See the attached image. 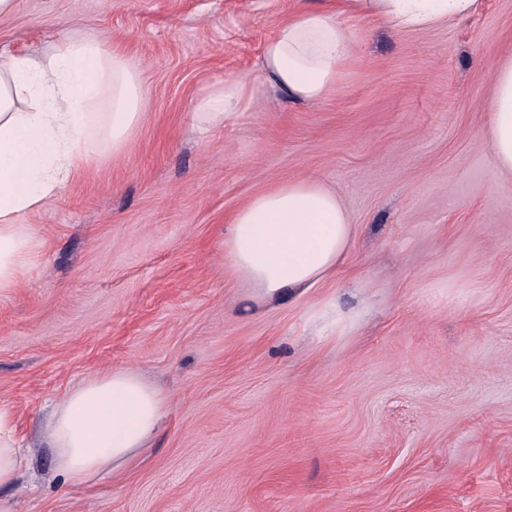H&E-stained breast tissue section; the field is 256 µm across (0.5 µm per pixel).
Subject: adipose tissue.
Masks as SVG:
<instances>
[{
    "label": "adipose tissue",
    "instance_id": "obj_1",
    "mask_svg": "<svg viewBox=\"0 0 512 512\" xmlns=\"http://www.w3.org/2000/svg\"><path fill=\"white\" fill-rule=\"evenodd\" d=\"M477 0H338L337 8L290 15L262 53L265 77L285 97L326 99L353 56L354 35L339 14L374 17L395 30L431 28L471 15ZM488 143L512 176V54L493 68ZM255 79L206 88L193 104L199 129L246 111ZM145 101L140 73L120 48L68 39L46 60L0 57V294L20 286L40 242L23 218L67 188L98 154L121 155L139 129ZM355 237L339 196L321 180L276 183L231 220L224 257L235 276L268 302L297 298L334 278ZM167 396L135 370L88 374L53 405L42 438L53 478L79 488L120 478L148 451L166 415ZM30 459L20 444L14 407L0 401V488L13 486Z\"/></svg>",
    "mask_w": 512,
    "mask_h": 512
}]
</instances>
